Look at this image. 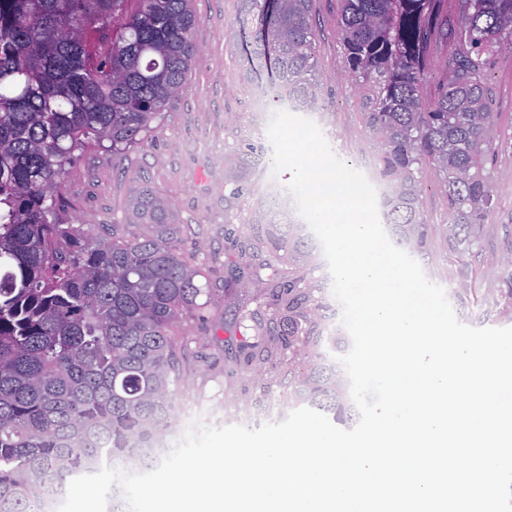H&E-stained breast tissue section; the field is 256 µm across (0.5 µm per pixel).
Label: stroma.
<instances>
[{"label":"stroma","mask_w":512,"mask_h":512,"mask_svg":"<svg viewBox=\"0 0 512 512\" xmlns=\"http://www.w3.org/2000/svg\"><path fill=\"white\" fill-rule=\"evenodd\" d=\"M191 7L199 20L197 53L184 88L153 132L121 154L104 144L87 145L67 167L55 193L63 223L93 237L107 236L118 224L125 238L133 240L145 228L128 223L127 203L135 189L149 187L187 227L177 243L180 256L211 270L203 282L207 304L184 315L175 329L181 350L179 366L170 374V425L147 463L119 456L129 472L156 467L190 428H256L283 420L302 405L298 376L289 373L287 359L258 369L238 355L241 341L258 340L255 320L269 314L266 288L237 280L234 264L225 260L229 237L247 236L252 225H300L309 252L300 288L311 291L318 304L315 321L323 363L341 392L349 390L339 362L348 347L326 259L310 227L280 196L268 163V115L295 108L278 100L279 88L271 82L264 55H247L255 25L245 20L240 0H192ZM339 10V0H312L319 86L311 108L299 113L339 143L353 168L376 170L379 147L364 125L357 89L346 73ZM439 13L448 32L433 33L427 47L422 90L428 98L452 79L457 56L451 34L463 16L459 0H441ZM486 75L497 115L492 131L497 149L488 165L495 207L480 229L476 253L449 252L444 188L430 168L422 174L426 191L420 207L429 241L422 247L404 241L400 247L428 277L449 284L448 300L462 323L512 327V309L503 298L512 288V48L490 58Z\"/></svg>","instance_id":"1"}]
</instances>
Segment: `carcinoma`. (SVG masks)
I'll return each instance as SVG.
<instances>
[{
  "label": "carcinoma",
  "instance_id": "obj_1",
  "mask_svg": "<svg viewBox=\"0 0 512 512\" xmlns=\"http://www.w3.org/2000/svg\"><path fill=\"white\" fill-rule=\"evenodd\" d=\"M123 0H0V512L88 469L108 450L144 460L169 426L173 329L199 309L205 268L183 260L182 225L145 188L127 219L146 231L97 240L56 219L52 194L76 152L105 141L126 151L152 131L183 88L197 52L191 0H139L112 42L91 49L84 30L112 25ZM440 0H340L347 70L392 186L387 223L423 238L420 174L441 175L448 251L464 254L493 208L487 164L495 152L484 67L512 47V0H465L454 76L421 95ZM311 0H241L257 42L273 53L277 86L302 104L318 89ZM239 251L241 278L284 247L306 243L293 224H255ZM298 276H275L264 345L243 341L246 363L288 351L307 366L299 398L343 418L336 384L318 363L320 336Z\"/></svg>",
  "mask_w": 512,
  "mask_h": 512
}]
</instances>
